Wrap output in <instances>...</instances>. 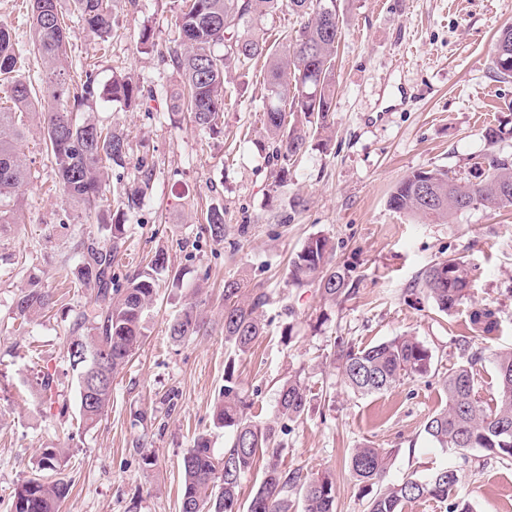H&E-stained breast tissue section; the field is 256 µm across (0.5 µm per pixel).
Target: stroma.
I'll return each mask as SVG.
<instances>
[{
	"label": "stroma",
	"instance_id": "35a3bbf8",
	"mask_svg": "<svg viewBox=\"0 0 512 512\" xmlns=\"http://www.w3.org/2000/svg\"><path fill=\"white\" fill-rule=\"evenodd\" d=\"M118 31L107 45L86 35L72 0H60L73 31L72 75L93 68L100 92L90 112L123 132L130 157L152 156L155 175L138 208L123 209V189L136 170L110 171L107 210L87 214L57 187L43 129L31 119L21 152L31 181L19 190L17 224L0 226V512L13 488L38 474L44 448L63 449L70 492L61 512H179L180 463L200 434L215 452L230 434L215 428L212 407L224 364L236 375L257 423L274 418L281 383L304 381L303 419L289 423L280 463L336 478V512H364L365 497L344 463L353 449L394 450L387 474L398 482L456 467L474 512H512V464L482 450L458 453L424 432L445 404L441 378L458 361L454 341L471 333L467 307L437 310L422 273L448 255L476 267L474 298L493 305L500 328L493 347H512V212L478 206L445 224H429L387 205L395 185L417 170L466 176L487 150V126L512 118V82L496 79L497 33L512 25V0H338L345 24L336 49V92L328 150L308 146L288 185L259 147L263 68L232 71L237 101L209 136L171 113L167 94L178 81L161 57L175 29L174 0H112ZM12 29L19 73L40 87L43 67L30 39L22 0H0ZM152 36L151 48L140 42ZM130 73L144 94L128 110L112 102V73ZM304 206L291 210L292 198ZM224 209V239L206 231L209 207ZM126 226L112 267L119 284L156 251L168 255L141 348L112 383L107 411L80 426L76 373L63 356L74 322L93 314L94 291L79 284L86 247L110 239V221ZM329 237L333 264L347 267L352 288L337 304L317 283L288 282V262L314 234ZM240 278L270 295L267 333L232 356L224 343L225 279ZM54 294L53 308L21 324L15 300L30 282ZM201 306L208 333L180 343L169 322L187 304ZM410 335L435 358V373L371 396L352 394L332 361L337 337L358 346ZM50 377L51 390L40 387Z\"/></svg>",
	"mask_w": 512,
	"mask_h": 512
}]
</instances>
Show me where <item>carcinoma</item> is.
Masks as SVG:
<instances>
[{
    "label": "carcinoma",
    "instance_id": "1",
    "mask_svg": "<svg viewBox=\"0 0 512 512\" xmlns=\"http://www.w3.org/2000/svg\"><path fill=\"white\" fill-rule=\"evenodd\" d=\"M31 40L45 69L41 96L15 75L16 56L8 28L0 24V90L6 106H0V224L15 223L16 210L6 199L29 183L31 172L20 146L26 120L42 118L46 150L50 153L65 200L98 210L103 202V182L109 169H124L130 144L124 133L106 130L91 117L75 114L87 105L97 89L93 70L75 80L70 75L68 49L70 30L59 0H29ZM84 29L100 39L116 24L111 0H72ZM176 31L166 48L179 75L170 91L172 111L185 112L203 131L214 132L224 110L236 103L226 87L234 68L248 69L260 58L266 60L262 120L266 133L263 150L274 167V184H288L291 162L306 152L312 139L327 145L336 84L334 53L341 36L339 15L329 20L326 10L336 11V0H177ZM288 10L301 18L300 30L269 44L257 34L264 19ZM224 53L216 52V47ZM495 78L512 80V26L503 28L492 57ZM112 101L126 107L141 103L140 89L124 73L112 75L108 90ZM505 127L489 126L484 139L487 153L466 178L443 169L415 171L399 182L388 206L399 213L428 223L446 222L477 204L493 210H512V154L496 151ZM134 184L126 189V207L134 209L150 188L154 163L142 158ZM426 182L434 203L418 194L417 184ZM208 232L224 240V210L213 208L206 215ZM125 234L124 225L112 224L110 244L93 246L84 255L79 281L95 292L93 320L77 324L81 334L70 337L66 357L77 372L80 423L94 427L108 408L112 379L146 338L145 317L160 288L159 275L168 269V258L156 252L145 268L123 288L112 283V264ZM333 248L324 235L313 236L290 260L288 281L293 285L316 282L321 296L334 302L349 292L346 272L331 265ZM423 284L438 311L452 314L472 301L474 269L462 258L449 256L426 268ZM269 298L247 288L244 281H224V342L234 351L247 352L263 335V308ZM53 295L34 284L20 289L15 308L20 318L30 320L48 310ZM472 335L456 340L461 362L441 380L445 406L428 417L424 432L442 448L457 451L481 449L512 463V348L490 352L497 385L492 403L483 401L477 388L478 364L488 347L481 342L499 331L497 312L483 304L472 308ZM198 304L190 303L168 325L176 342L197 336L204 329ZM335 361L346 387L357 396L383 393L406 379L423 378L433 370L432 353L414 336H393L363 348L339 339ZM309 404L306 385L290 377L278 391L273 421L260 425L248 414L235 377V360L224 365V386L213 410V424L231 431L230 446L215 455L210 440L198 436L182 459L180 512H288V496L303 501L304 512H336L334 477L324 472L309 477L300 470L280 468L283 447L277 432L280 420L301 418ZM269 454L264 476L242 505L240 481L256 463L258 449ZM393 451L364 445L347 460L350 476L367 496L366 512H403L405 504L421 499L448 503V512H471L459 497L457 470L443 467L424 479L413 476L399 482L386 481ZM40 467L58 475L31 477L13 492L11 512H59L70 485L59 477L60 451L44 448Z\"/></svg>",
    "mask_w": 512,
    "mask_h": 512
}]
</instances>
